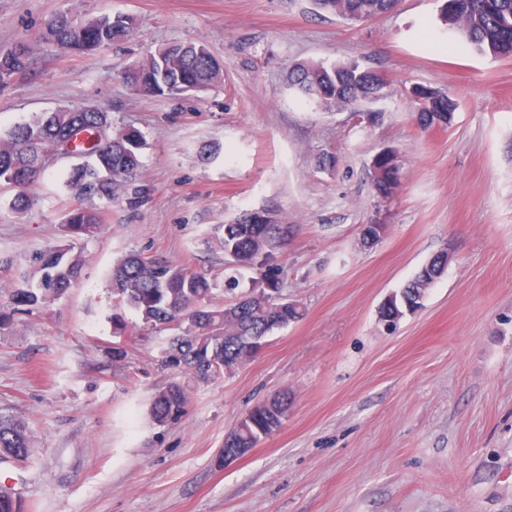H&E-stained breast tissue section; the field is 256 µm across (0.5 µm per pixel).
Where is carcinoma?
<instances>
[{"mask_svg": "<svg viewBox=\"0 0 512 512\" xmlns=\"http://www.w3.org/2000/svg\"><path fill=\"white\" fill-rule=\"evenodd\" d=\"M319 8L344 21L372 19L391 12L396 0H316ZM442 21L448 32L464 39L477 52L492 57L512 55V0H444ZM132 28V18L119 15L95 17L78 23L68 15H59L49 25L46 38L61 49L80 46L88 50L118 44ZM28 64L27 47L20 43L0 58V79L23 71ZM221 77L216 59L203 44H174L167 53L147 56L124 72V84L140 95L172 93L179 81L190 78L200 90ZM290 87L294 94L310 104L324 108L357 109L383 97L385 79L359 62L300 63L292 71ZM417 124L427 130L438 119L451 124L458 109L456 99L430 86L416 85L410 92ZM70 141L80 157L92 162L74 168L66 178L67 186L77 199L98 197L112 200L115 186L140 167L142 136L131 128L112 126L108 112L92 107H63L46 112L13 126L7 138H0V186L15 190L11 209L19 214L31 210L35 199L31 189L45 173L36 161L57 152ZM394 152L381 158L374 170L372 183L377 196L392 197L388 163ZM97 213L80 205L67 214V229L75 236L89 235L99 226ZM218 247L228 258L233 271L252 270L257 274L247 300L240 305L216 304L218 281L205 271L175 265L160 258L129 254L112 267V297L117 303L135 309L147 329L174 331L167 337L161 353L172 356L163 362L174 369L207 382L228 369L255 356L246 348L247 336H270L275 330L299 321L302 306L295 302L283 310L274 308L267 289L282 285V269L265 268V261L288 241L294 225L287 220L273 224H252L242 216L222 225ZM41 276L33 285L12 288L6 304L0 306V330L16 314L32 315L64 296L80 279L84 267L81 254L72 248L47 249L38 256ZM439 278L435 268L422 267L399 292L386 302L392 316L401 318L420 306L429 288ZM189 397L186 386L173 382L158 391L150 413L159 424L177 422L186 412ZM288 408L275 414L246 411L251 422L235 427L234 447L254 448L276 431ZM34 454L29 422L12 415L0 414V466L17 461L27 462ZM24 499L0 494V512H26Z\"/></svg>", "mask_w": 512, "mask_h": 512, "instance_id": "cac0c4a2", "label": "carcinoma"}]
</instances>
